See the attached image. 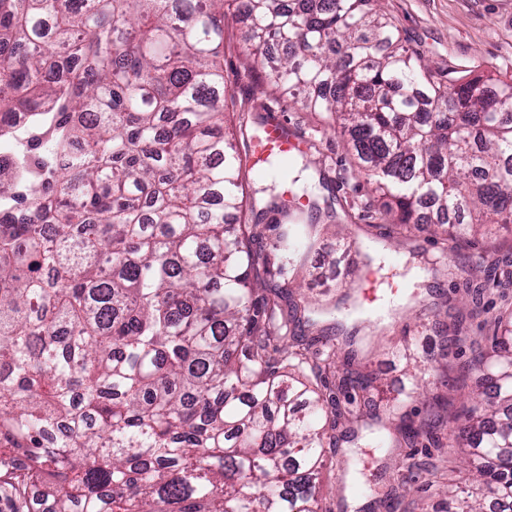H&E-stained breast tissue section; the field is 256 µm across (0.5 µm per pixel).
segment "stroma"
Instances as JSON below:
<instances>
[{
  "mask_svg": "<svg viewBox=\"0 0 512 512\" xmlns=\"http://www.w3.org/2000/svg\"><path fill=\"white\" fill-rule=\"evenodd\" d=\"M382 13L392 18L407 46L431 69L448 64L494 80H512V0H379ZM245 44L240 25L224 27V84L228 108L226 126L235 137L240 156H247L253 121L261 108L272 109L289 133L305 138L308 147L297 160L304 171L289 194L301 202L295 223L307 221L311 203L322 217L315 227V245L273 282L291 289L302 322L298 329L307 342L331 338L339 368L374 373L386 396L409 389L402 363L394 351L409 348L416 358L434 360L432 392L442 378H456L471 358L470 347L443 357L444 336L468 295L462 279L449 277L446 268L431 269V257H447L476 270L477 279L512 273V248L501 245L497 267L484 260L489 238L478 247L454 243L432 228L404 230L389 223L379 210L369 185L353 168V156L339 123L326 112L310 114L288 98L272 93L266 82L244 72ZM375 281V302L362 301L358 290L366 277ZM378 421L355 424L357 439L342 443L344 462L323 470L322 506L327 512H362L370 500L356 497L357 484L374 480L396 489L404 512H432L439 501L438 484L451 480L469 488L465 470H410L393 460L394 450L369 443L381 429Z\"/></svg>",
  "mask_w": 512,
  "mask_h": 512,
  "instance_id": "obj_1",
  "label": "stroma"
}]
</instances>
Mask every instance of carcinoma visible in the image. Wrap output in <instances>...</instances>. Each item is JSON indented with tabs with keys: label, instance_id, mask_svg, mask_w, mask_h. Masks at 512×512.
Instances as JSON below:
<instances>
[{
	"label": "carcinoma",
	"instance_id": "obj_1",
	"mask_svg": "<svg viewBox=\"0 0 512 512\" xmlns=\"http://www.w3.org/2000/svg\"><path fill=\"white\" fill-rule=\"evenodd\" d=\"M246 68L340 121L395 224L428 203L448 237L512 230V81L413 61L375 0H0V499L13 512H323L336 429L374 408L366 373L332 386L268 287L312 235L274 224L279 263L232 217L224 3ZM272 45L284 53L269 54ZM420 423L384 406L385 448L437 431L478 490L512 507V309ZM396 509L392 492L364 489ZM454 512L485 498L448 484Z\"/></svg>",
	"mask_w": 512,
	"mask_h": 512
}]
</instances>
